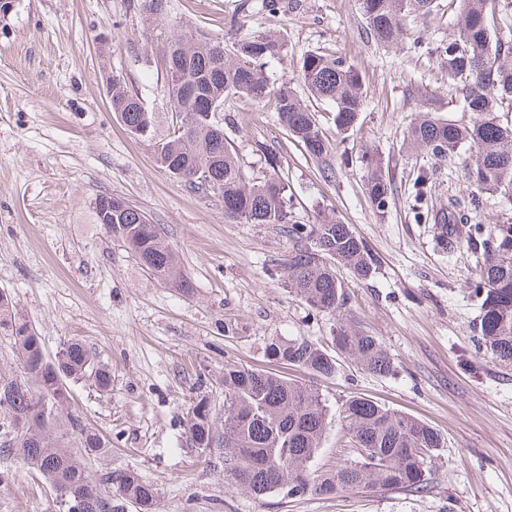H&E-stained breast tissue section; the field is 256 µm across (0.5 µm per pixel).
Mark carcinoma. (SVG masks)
Masks as SVG:
<instances>
[{"label":"carcinoma","instance_id":"carcinoma-1","mask_svg":"<svg viewBox=\"0 0 512 512\" xmlns=\"http://www.w3.org/2000/svg\"><path fill=\"white\" fill-rule=\"evenodd\" d=\"M143 2L147 15L161 22L166 92L175 116L172 131L154 143L157 162L192 191L201 189L193 175L208 167L228 221L288 225L296 247L284 263L285 282L312 307L330 314L340 311L344 294L336 265L349 267L356 278L365 280L375 270L370 251L333 214L319 216L314 224H288V183L277 166L270 165L258 181H246L224 131L208 115L233 100L270 103L309 155L324 158L330 144L302 92L329 104L336 129L350 131L366 97L359 70L340 56L311 50L300 58L299 83L287 78L273 86L262 66L283 55L281 36L246 37L228 51L180 26L163 24V0ZM444 5L441 0H360L366 29L381 47L403 38L407 17L426 18ZM511 10L512 0H460L457 35L440 47L448 90L463 96L476 114L473 124L461 127L425 108L407 131L410 147L436 156H451L462 146L469 147L466 167L474 187L469 205L474 210L483 192L512 196V126L503 124L499 116L502 105L512 103V51L505 48L495 24L496 12ZM110 104L127 131L148 121L149 136H155L154 113L115 76ZM365 160L369 196L383 213L390 177L376 157L367 155ZM106 228L121 237L153 278L173 288L193 287L169 244L139 208L112 198V218ZM481 247L483 260L469 279L483 296L478 332L493 360L512 364V224L497 225ZM0 332L10 337L23 369V377L0 386L11 390L10 399L0 401L4 436L0 447L68 499L87 502L79 512H124L129 499L141 503V512H159L158 489L131 470L109 471L96 480L98 489L110 496L108 510L88 502L92 477L84 460L70 448L68 435H77L87 457L109 451V442L69 411V383L93 373L96 389L108 392L110 371L96 366L78 341L48 359L36 328L6 295H0ZM334 340L361 370L380 377L394 373V361L379 337L342 321ZM270 350L285 364L312 375L329 377L336 372V357L314 340L290 339L271 344ZM221 385L224 415L216 412L209 396H196L186 412V442L211 456H224V487L254 497L282 489L291 496L360 488L420 492L444 444L441 433L426 423L356 397L345 403L342 421L360 452L319 471L313 463L331 419L318 391L278 373L236 365L224 366Z\"/></svg>","mask_w":512,"mask_h":512}]
</instances>
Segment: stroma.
<instances>
[{
	"mask_svg": "<svg viewBox=\"0 0 512 512\" xmlns=\"http://www.w3.org/2000/svg\"><path fill=\"white\" fill-rule=\"evenodd\" d=\"M166 22L232 48L269 31L285 40L271 82L296 77L306 51L334 52L362 72L367 97L357 127L338 132L327 104L310 101L332 150L310 157L270 106L232 101L224 134L246 179L275 155L292 197L289 224L333 212L377 259L357 280L337 266L340 316L312 308L284 282L289 224L225 220L214 195L190 191L157 163L151 141L127 133L112 111L105 75H117L150 111L166 117L165 41L142 0H16L0 15V292L10 296L56 355L82 342L112 372L100 396L71 383L72 411L112 442L91 457L93 477L129 469L160 492V512H512V364L493 361L476 323L482 299L466 281L482 260L477 243L512 224V199L480 197L479 209L443 243L440 214L471 196L467 149L451 157L408 148L423 97L442 118L472 124L449 96L437 52L456 33V11L408 19L407 34L378 47L358 0H167ZM391 179L385 215L367 190L364 153ZM128 200L156 224L192 280L190 294L152 278L123 241L98 224L101 195ZM382 339L387 377L338 360L320 378L271 357L272 342L308 338L332 348L338 318ZM273 371L317 388L332 425L316 459L334 465L353 449L339 419L351 397L371 399L438 429L443 448L420 493L356 489L330 496L262 498L224 487V461L186 443L191 393H209L225 365ZM0 512H58L50 485L0 455Z\"/></svg>",
	"mask_w": 512,
	"mask_h": 512,
	"instance_id": "1",
	"label": "stroma"
}]
</instances>
